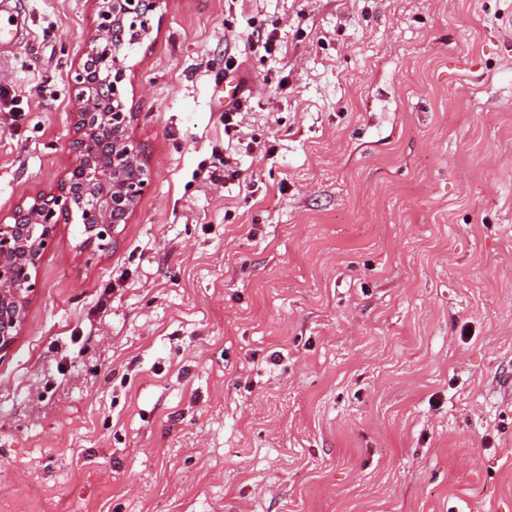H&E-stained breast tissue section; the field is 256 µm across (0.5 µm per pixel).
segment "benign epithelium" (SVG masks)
<instances>
[{
    "mask_svg": "<svg viewBox=\"0 0 512 512\" xmlns=\"http://www.w3.org/2000/svg\"><path fill=\"white\" fill-rule=\"evenodd\" d=\"M160 0H94L97 23L71 84L83 109L70 143L83 159L48 194L0 219V352L19 335L38 268L61 224L82 227V246L106 251L130 222L152 174L130 136L122 101L124 36L149 34Z\"/></svg>",
    "mask_w": 512,
    "mask_h": 512,
    "instance_id": "obj_1",
    "label": "benign epithelium"
}]
</instances>
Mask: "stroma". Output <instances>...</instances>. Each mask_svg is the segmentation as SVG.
I'll return each mask as SVG.
<instances>
[{"label": "stroma", "instance_id": "35a3bbf8", "mask_svg": "<svg viewBox=\"0 0 512 512\" xmlns=\"http://www.w3.org/2000/svg\"><path fill=\"white\" fill-rule=\"evenodd\" d=\"M12 5L1 217L76 164L96 25ZM124 63L153 182L110 251L63 224L38 269L0 512H512V0H161ZM240 109L238 107L236 111L224 113V143L227 145L241 142L244 115L247 111L241 112Z\"/></svg>", "mask_w": 512, "mask_h": 512}]
</instances>
